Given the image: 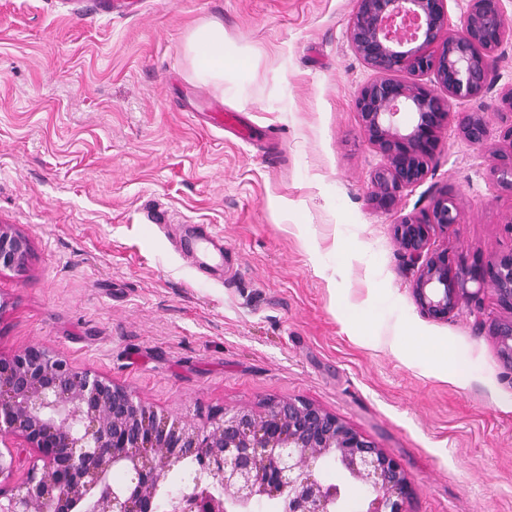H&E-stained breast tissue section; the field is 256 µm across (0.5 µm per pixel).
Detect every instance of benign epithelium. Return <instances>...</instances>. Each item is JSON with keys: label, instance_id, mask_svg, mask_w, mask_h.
<instances>
[{"label": "benign epithelium", "instance_id": "1", "mask_svg": "<svg viewBox=\"0 0 512 512\" xmlns=\"http://www.w3.org/2000/svg\"><path fill=\"white\" fill-rule=\"evenodd\" d=\"M405 17L415 20L408 38L390 28ZM506 30L501 0H469L457 30L448 0H356L351 42L381 74L356 101L362 131L385 160L371 177L377 208L391 210L403 191L427 177L453 107L490 85ZM399 71L430 74L434 86L391 77ZM405 114L410 128L404 133ZM460 130L475 145L487 141L479 112L466 113ZM506 137L511 145L497 152L490 179L512 192V126ZM461 219L460 205L444 192L425 218L394 225L400 252L416 268L415 304L427 318L445 321L491 287L502 314L489 334L512 371V252L460 267L431 240ZM30 250L25 234L0 225V273L21 270ZM17 440L37 458L26 481L14 484ZM326 457L367 487L359 512H406L412 487L402 465L311 402L226 409L200 425L160 415L126 387L45 348L0 355V512H153L157 492L184 463L193 465L194 489L172 512H195L199 494L212 486L222 488V497L210 496L214 512H248L264 498L280 500L282 512H341L339 486L316 473ZM117 470L126 474L122 484L112 482Z\"/></svg>", "mask_w": 512, "mask_h": 512}]
</instances>
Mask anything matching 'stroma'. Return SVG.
Listing matches in <instances>:
<instances>
[{"mask_svg": "<svg viewBox=\"0 0 512 512\" xmlns=\"http://www.w3.org/2000/svg\"><path fill=\"white\" fill-rule=\"evenodd\" d=\"M356 0H140L136 13H75L70 0H0V225L31 242L0 273V353L49 349L197 423L232 407L302 399L398 460L407 512H512V375L488 327L492 290L434 321L393 226L441 193L462 221L433 243L457 262L512 251V194L493 151L512 126V36L493 86L456 107L427 178L375 208L383 163L356 99L377 74L350 41ZM216 21L240 55L216 87L197 78L190 32ZM242 113L252 142L206 124ZM483 115L485 145L460 132ZM185 224L224 239L205 274ZM363 331L355 337L347 324ZM395 336L464 354L466 383L400 359Z\"/></svg>", "mask_w": 512, "mask_h": 512, "instance_id": "stroma-1", "label": "stroma"}]
</instances>
